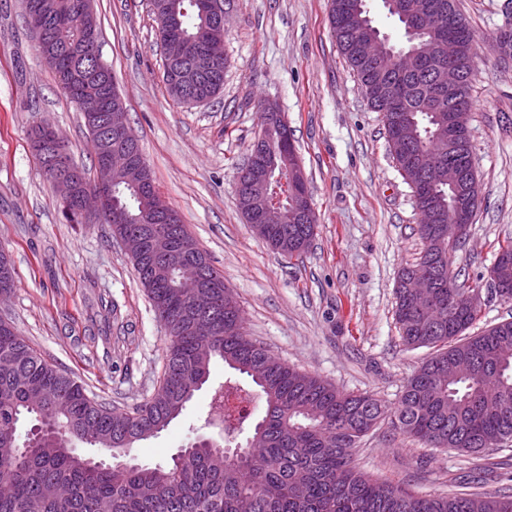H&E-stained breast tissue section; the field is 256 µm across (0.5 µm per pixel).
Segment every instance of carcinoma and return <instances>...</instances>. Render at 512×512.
<instances>
[{
  "label": "carcinoma",
  "instance_id": "cac0c4a2",
  "mask_svg": "<svg viewBox=\"0 0 512 512\" xmlns=\"http://www.w3.org/2000/svg\"><path fill=\"white\" fill-rule=\"evenodd\" d=\"M356 0H331L329 18L339 48L361 83L371 107L381 111L373 77L360 53V42L379 32L359 12L349 25ZM443 10L456 14L461 24L448 31L463 42L460 58L472 73L475 37L457 0H438ZM24 6L46 7L48 40L38 45L61 56L54 69L59 87L71 101V85L89 89L114 84L112 69L103 64L105 79L82 74L89 61L77 51L86 45L78 20L81 0H23ZM156 14H175L180 30L191 39L205 24L193 0H156ZM440 67L412 55L395 67L389 82L405 92L403 111L389 112L386 123L402 122L408 145L389 143V151L408 182L418 179L416 152L427 151L448 167V102L436 96ZM294 144L276 146V172L266 190V201L294 208L290 178L282 167L292 163ZM470 146L455 154L458 177L435 187L422 202L442 209L443 237L423 229V250L401 276L421 272L437 275L439 288L431 301L407 297L396 289V316L402 338L414 346L436 348L407 380L397 403L386 405L367 393H345L328 381L300 372L274 357L246 335L240 305L224 286V276L197 249L198 261L211 288L197 287L196 265L176 254L132 259L163 325L166 339L164 371L155 392L140 405L121 411L87 394L84 386L61 372L21 336L13 323L0 324V512H512V495L457 492L446 496L414 495L398 483L372 479L359 472L354 454L363 439L381 423L429 448H453L469 455L512 442V321L504 320L467 336L480 310L464 305L475 290L448 267H427L423 257L455 252L462 241L448 222V199L468 189ZM112 203L132 218L130 224H110L112 237L128 231L147 236L160 230L175 243L197 244L184 224H154L148 220L150 200L112 175ZM254 231L276 252L300 258L312 242L311 224H275ZM496 255L511 257L496 265L498 279L512 285V241ZM10 256L0 250V290L14 287ZM199 300L209 305L213 323L207 343L193 330L189 309ZM221 361L233 375L215 392L219 402L228 390L257 396L265 402L264 416L254 427L258 457L248 445L233 451L201 446L186 459L154 467L108 465L78 455L73 443L98 448L132 449L179 417L194 393L208 381L211 366ZM26 416L46 422L53 433L23 449L17 424ZM247 418L224 424L220 411L209 409L205 425L221 428L234 439Z\"/></svg>",
  "mask_w": 512,
  "mask_h": 512
}]
</instances>
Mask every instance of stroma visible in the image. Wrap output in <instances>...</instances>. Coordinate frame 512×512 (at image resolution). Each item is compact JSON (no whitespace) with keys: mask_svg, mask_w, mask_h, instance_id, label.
I'll return each instance as SVG.
<instances>
[{"mask_svg":"<svg viewBox=\"0 0 512 512\" xmlns=\"http://www.w3.org/2000/svg\"><path fill=\"white\" fill-rule=\"evenodd\" d=\"M478 43L470 84L478 205L452 268L487 288L500 241L512 240V57L493 46L512 0H458ZM224 87L187 106L163 82L149 0H94L111 65L155 186L238 297L248 336L280 361L347 392L392 403L432 354L404 344L395 320L399 270L420 256L414 193L341 54L330 0H226ZM282 112L308 177L316 235L301 259L273 251L238 209L236 183L259 125L258 101ZM58 129L75 162L94 170L77 105L58 88L28 30L22 0H0V249L15 284L7 301L21 336L88 395L131 409L165 364L163 327L108 225L65 223L28 132ZM223 364L165 430L138 442L142 464H165L201 438ZM359 469L417 495L462 485L512 493V446L465 456L426 448L381 424L354 456Z\"/></svg>","mask_w":512,"mask_h":512,"instance_id":"35a3bbf8","label":"stroma"}]
</instances>
